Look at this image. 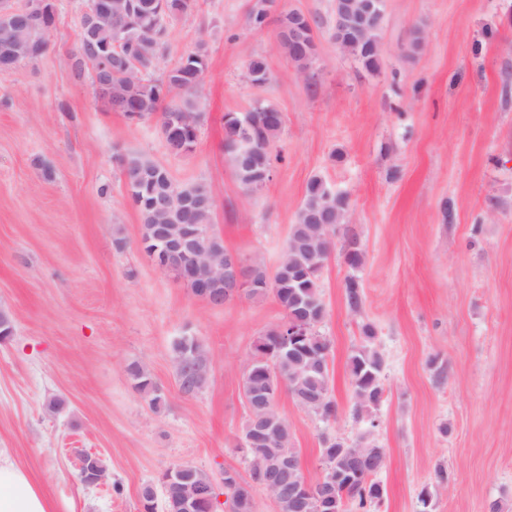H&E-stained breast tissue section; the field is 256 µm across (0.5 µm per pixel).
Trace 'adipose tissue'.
<instances>
[{
  "mask_svg": "<svg viewBox=\"0 0 512 512\" xmlns=\"http://www.w3.org/2000/svg\"><path fill=\"white\" fill-rule=\"evenodd\" d=\"M0 512H57L55 503L43 489L1 450Z\"/></svg>",
  "mask_w": 512,
  "mask_h": 512,
  "instance_id": "ef3b65f1",
  "label": "adipose tissue"
}]
</instances>
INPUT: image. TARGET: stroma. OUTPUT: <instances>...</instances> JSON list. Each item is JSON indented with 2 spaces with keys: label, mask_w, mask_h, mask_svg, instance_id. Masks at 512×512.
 Wrapping results in <instances>:
<instances>
[{
  "label": "stroma",
  "mask_w": 512,
  "mask_h": 512,
  "mask_svg": "<svg viewBox=\"0 0 512 512\" xmlns=\"http://www.w3.org/2000/svg\"><path fill=\"white\" fill-rule=\"evenodd\" d=\"M255 2L198 0L167 28L157 74L208 54L206 118L184 155L168 151L157 119L112 111L91 70L74 75L87 0H56L45 53L0 74V309L14 326L0 342V449L58 512H143L142 487L182 464L217 483L248 471L244 366L282 310L270 293L211 305L155 266L121 174L135 153L175 182L207 183L225 248L271 273L309 181L347 196L317 326L337 417L277 399L305 474L321 470L323 436L366 435L385 452L386 496L372 512H512V0H385L373 72L333 40V0H274L259 29L247 21ZM288 10L322 19L304 71L280 44ZM254 56L267 64L261 85L248 78ZM259 101L284 115L272 145L282 159L252 193L224 153V116ZM352 239L355 268L343 260ZM350 278L364 291L357 312ZM366 323L384 359L371 422L352 414L348 368ZM183 336L210 357L191 397L172 359ZM132 362L162 386V409L134 389ZM84 452L103 458L107 483L80 482Z\"/></svg>",
  "instance_id": "35a3bbf8"
}]
</instances>
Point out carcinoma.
Masks as SVG:
<instances>
[{"instance_id":"cac0c4a2","label":"carcinoma","mask_w":512,"mask_h":512,"mask_svg":"<svg viewBox=\"0 0 512 512\" xmlns=\"http://www.w3.org/2000/svg\"><path fill=\"white\" fill-rule=\"evenodd\" d=\"M365 2L374 7V21L359 33L347 26L334 25L332 30L340 48L365 69L373 71L380 56L379 30L384 0H335L333 14L356 12ZM95 5L96 0H90L82 15L88 19L90 34L80 36L78 49L70 58L72 69L80 73L88 65L96 66L102 49L110 48L111 86L103 96L109 100L112 109L125 113L132 120L158 118L163 138H168L171 129L179 136L180 144H168L169 150L176 155L191 152L205 119L202 82H194V75L197 71L203 74L207 69L206 50L198 47L160 79L154 77V71L167 23L192 11L196 0H112L110 12L98 11ZM55 12V0H48L46 12L37 21L31 20L21 7H16V13L11 17L12 35L0 39V65L9 69L18 62L12 55V43L17 37L28 46L27 59L41 56L47 47V41L41 37V27L54 24ZM310 21L312 25L290 37L288 13H282L280 19L281 46L302 71L310 67L317 53L315 30L320 28V20L312 17ZM266 73L264 59L251 57L248 64L251 82L263 83ZM166 84L173 85L171 92L177 102L164 108L163 86ZM282 125V112L267 102L257 104L248 112L224 116V153L244 190H252L272 170L271 144ZM122 173L130 199L143 221L141 243L145 252L153 251L158 257H164L166 241L159 234L161 226L201 224L208 230L202 241L203 248L216 256L226 253L222 238L212 230L213 196L206 183L178 184L164 166L133 154L127 156ZM348 207L346 197L333 192L321 178H312L274 275H268L262 265L252 264L249 277L252 287L245 295L254 297L270 292L283 316L305 313L313 323H319L325 314L319 274L332 252V241L328 236L336 234L344 223ZM345 299L351 308L362 306V294L353 278L345 283ZM362 334L363 344L349 358L351 382L357 398L353 411L359 418L372 413L384 394L381 382L384 361L372 347L375 331L367 324ZM326 347L325 337L311 333L297 348L280 353L273 366L254 365L245 376L244 392L251 393L254 398H263L275 386L279 376L283 379V390L297 404L300 399L314 395H322L327 402H332L329 372L324 360ZM173 360L180 386H206L208 375H197V368H208L210 359L195 337L184 336L175 343ZM127 373L134 388L151 408L158 409L166 403L164 390L138 364L128 365ZM256 415L267 420L270 431L264 440L246 449V456L250 461L268 462L281 448L291 445L288 422L275 408L258 411ZM385 494L384 486L373 478L353 486L340 483L336 487V496L346 498L345 504L339 505L341 512H369V508L379 504Z\"/></svg>"}]
</instances>
